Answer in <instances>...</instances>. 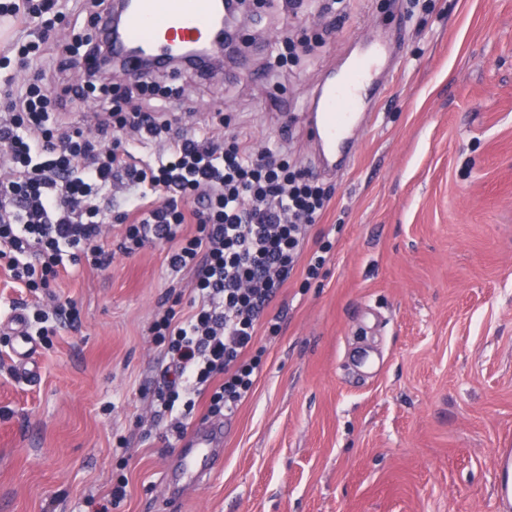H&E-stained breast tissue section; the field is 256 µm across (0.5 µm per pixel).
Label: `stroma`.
Instances as JSON below:
<instances>
[{
    "instance_id": "35a3bbf8",
    "label": "stroma",
    "mask_w": 512,
    "mask_h": 512,
    "mask_svg": "<svg viewBox=\"0 0 512 512\" xmlns=\"http://www.w3.org/2000/svg\"><path fill=\"white\" fill-rule=\"evenodd\" d=\"M248 0L247 72L159 75L194 122L223 112L253 148L314 159L294 111L368 42L389 50L374 119L305 247L331 242L317 279L294 275L260 328L249 397L193 429L224 428L222 461L191 481L152 394L167 361L150 326L189 311L191 271L166 244L108 269L77 267L49 292L80 321L10 354L27 310L0 262V512H502L494 466L512 448V0ZM298 57L271 68L283 33ZM126 496L111 501L119 477ZM11 324H14L15 336L18 338V344L15 349V355L18 359L19 370L23 373L31 372L35 366L36 347L33 341L26 336L21 319L15 318ZM30 366L32 368H30Z\"/></svg>"
}]
</instances>
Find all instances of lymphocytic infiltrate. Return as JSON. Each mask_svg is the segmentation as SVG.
I'll return each instance as SVG.
<instances>
[{"label": "lymphocytic infiltrate", "instance_id": "1", "mask_svg": "<svg viewBox=\"0 0 512 512\" xmlns=\"http://www.w3.org/2000/svg\"><path fill=\"white\" fill-rule=\"evenodd\" d=\"M63 15L56 0H0V15L23 39L0 57V259L30 294L81 264L106 269L112 253L104 224L122 227L118 248L135 254L147 243L172 244V269L194 273L191 310L169 308L150 332L169 360L154 395L157 415L184 437L196 399L208 410H233L251 393L258 363L257 330L294 272L318 278L324 255L303 260L309 227L332 194L312 172L292 167L275 147L254 150L223 126H198L163 106L171 89L135 79L120 87L100 82L105 46L93 25L106 0H76ZM87 73L73 82L71 72ZM32 70L18 82L10 65ZM151 98L152 106L137 103ZM102 103L94 133L62 119L63 97ZM161 150L149 159L139 149ZM138 195L113 203L118 182ZM195 225L182 234L183 225Z\"/></svg>", "mask_w": 512, "mask_h": 512}]
</instances>
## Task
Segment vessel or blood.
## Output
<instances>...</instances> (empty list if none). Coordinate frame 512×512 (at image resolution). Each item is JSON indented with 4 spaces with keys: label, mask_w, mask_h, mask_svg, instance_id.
Wrapping results in <instances>:
<instances>
[{
    "label": "vessel or blood",
    "mask_w": 512,
    "mask_h": 512,
    "mask_svg": "<svg viewBox=\"0 0 512 512\" xmlns=\"http://www.w3.org/2000/svg\"><path fill=\"white\" fill-rule=\"evenodd\" d=\"M223 13V0H128L122 33L113 39L112 53L129 75L143 77L145 69L135 47L146 49L157 66H164L186 45L214 42ZM384 61V48L373 46L345 69L329 70L311 93L303 117L311 131L319 173L333 175L352 162L356 135L364 123V104L383 89L376 73ZM13 324L18 338V367L26 373L35 363L36 347L26 336L21 319H14ZM216 439L213 433L192 434L180 454L184 471L212 469L216 464Z\"/></svg>",
    "instance_id": "obj_1"
}]
</instances>
